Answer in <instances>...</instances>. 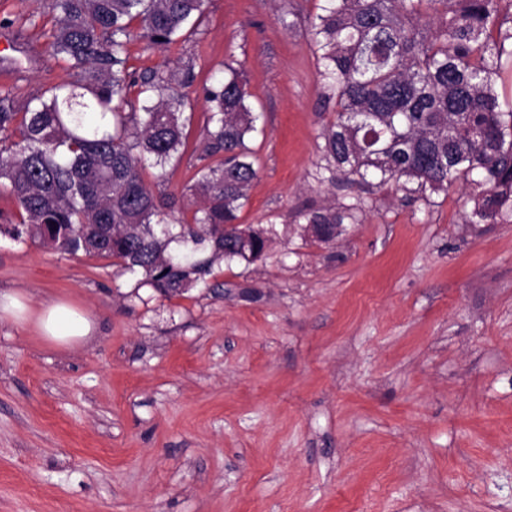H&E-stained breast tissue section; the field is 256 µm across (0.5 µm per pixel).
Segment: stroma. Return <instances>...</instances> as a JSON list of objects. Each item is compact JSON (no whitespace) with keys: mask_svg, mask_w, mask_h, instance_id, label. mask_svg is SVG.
<instances>
[{"mask_svg":"<svg viewBox=\"0 0 512 512\" xmlns=\"http://www.w3.org/2000/svg\"><path fill=\"white\" fill-rule=\"evenodd\" d=\"M316 0H206L187 147L155 186L177 197L200 161L199 89L240 69L259 114V169L240 213L274 225L260 260L216 265L164 297L110 260L17 234L0 193V292L64 299L92 333L59 346L0 324V512H512V221L469 224L459 193L319 181L335 119L303 37ZM49 0H0V88L69 81ZM161 51L129 47L142 75ZM362 197V223L315 243L295 213Z\"/></svg>","mask_w":512,"mask_h":512,"instance_id":"1","label":"stroma"}]
</instances>
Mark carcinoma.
<instances>
[{
    "mask_svg": "<svg viewBox=\"0 0 512 512\" xmlns=\"http://www.w3.org/2000/svg\"><path fill=\"white\" fill-rule=\"evenodd\" d=\"M205 0H50L53 55L71 80L17 106L0 90V188L29 236L68 254L112 259L167 296L205 282L215 263L261 259L275 230L237 223L258 177L248 142L259 115L241 72L224 65L203 88V157L183 196L188 224L143 177L180 159L191 64L163 58L139 78L128 45L166 50L192 40ZM336 119L324 131L325 170L415 202L469 187L468 222L512 215V0H319L306 27ZM140 85L135 100L128 89ZM366 203L309 208L296 218L316 239L356 224ZM182 249L174 250L172 243Z\"/></svg>",
    "mask_w": 512,
    "mask_h": 512,
    "instance_id": "obj_1",
    "label": "carcinoma"
}]
</instances>
